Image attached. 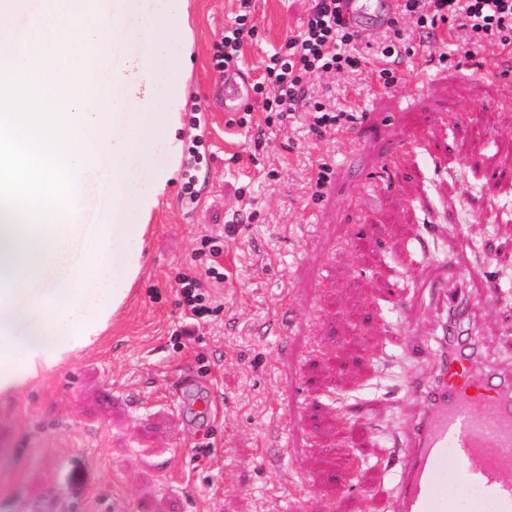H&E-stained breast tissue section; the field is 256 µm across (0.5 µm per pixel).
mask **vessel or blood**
<instances>
[{"instance_id":"vessel-or-blood-1","label":"vessel or blood","mask_w":512,"mask_h":512,"mask_svg":"<svg viewBox=\"0 0 512 512\" xmlns=\"http://www.w3.org/2000/svg\"><path fill=\"white\" fill-rule=\"evenodd\" d=\"M395 9L396 0L345 4L347 17L355 20L363 37L382 29ZM221 98L230 116L254 106L249 76L226 69ZM452 280L460 283L459 291H449ZM481 285L460 253L435 263L424 281L436 310L448 318L438 325L437 342L425 336L410 341V352L430 360L432 372L405 385L415 404L398 444L395 512H455L445 473L451 463L459 473V487H478L484 502L512 512V371H479L477 340L464 337L462 330L472 316L465 291Z\"/></svg>"}]
</instances>
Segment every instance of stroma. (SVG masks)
<instances>
[{"label": "stroma", "instance_id": "35a3bbf8", "mask_svg": "<svg viewBox=\"0 0 512 512\" xmlns=\"http://www.w3.org/2000/svg\"><path fill=\"white\" fill-rule=\"evenodd\" d=\"M252 4L258 35L239 67L258 80L310 2ZM238 9L187 0L169 66L182 89L180 145L195 134L190 104L208 112L211 189L187 220L175 168L151 211L141 273L102 342L0 399V512L26 499H66L71 512H392L405 384L430 371L407 342L431 332L436 312L421 283L453 251L493 288L472 297L484 359L512 364V287L502 284L512 185L490 199L473 172L512 164V102L485 77L495 51L442 63L431 41L386 88L354 73L311 75V91L359 115L340 137L313 130L304 112L282 125L256 110L243 127L207 98L222 78L215 47ZM422 73L431 84L406 98ZM393 151L396 164L381 167ZM318 159L330 180L315 198ZM206 235L224 239L219 310L177 338L175 276L208 264ZM390 283L416 300L412 313L386 300ZM288 310L296 322L284 334ZM211 392L218 410L199 419L190 399Z\"/></svg>", "mask_w": 512, "mask_h": 512}]
</instances>
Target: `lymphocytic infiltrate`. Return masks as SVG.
Segmentation results:
<instances>
[{
    "label": "lymphocytic infiltrate",
    "instance_id": "1",
    "mask_svg": "<svg viewBox=\"0 0 512 512\" xmlns=\"http://www.w3.org/2000/svg\"><path fill=\"white\" fill-rule=\"evenodd\" d=\"M341 4L342 0H311L300 33L263 59L264 78L255 84L254 91L261 110L274 113L279 122L305 112L313 129L346 133L356 122V113L315 98L309 91L310 75L361 72L381 87H389L395 81L393 63L411 51L405 29L409 23L429 37L438 31L452 37L453 50L468 57L487 48L512 50V0H400L399 12L381 33L366 41L360 39ZM251 6L252 0H240L239 14L225 26L214 55L217 69L237 66L244 41L256 34ZM460 30L466 37L459 41L455 34ZM222 253L221 246H211L208 265L190 264L177 273L175 280L187 319L201 322L214 314L205 285L223 282Z\"/></svg>",
    "mask_w": 512,
    "mask_h": 512
}]
</instances>
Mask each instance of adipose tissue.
Masks as SVG:
<instances>
[{
    "label": "adipose tissue",
    "mask_w": 512,
    "mask_h": 512,
    "mask_svg": "<svg viewBox=\"0 0 512 512\" xmlns=\"http://www.w3.org/2000/svg\"><path fill=\"white\" fill-rule=\"evenodd\" d=\"M184 0H54V48L38 94L70 107L77 142L67 147L78 172L76 205L101 185L110 208L97 223L77 213L40 226L31 243L22 219L0 210V397L44 381L92 347L123 304L141 269L143 238L169 170L160 152H175L180 88L165 75L164 50L179 38L174 22ZM123 43L122 61L107 67V41ZM112 165L101 170L99 159Z\"/></svg>",
    "instance_id": "ef3b65f1"
}]
</instances>
